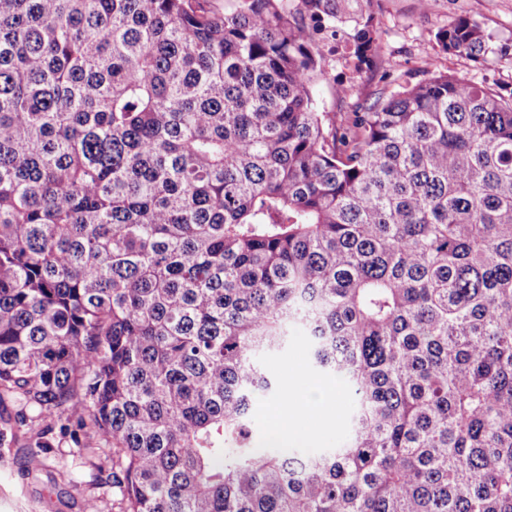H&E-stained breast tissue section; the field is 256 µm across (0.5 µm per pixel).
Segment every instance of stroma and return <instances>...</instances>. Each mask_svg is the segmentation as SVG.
Listing matches in <instances>:
<instances>
[{"label":"stroma","instance_id":"stroma-1","mask_svg":"<svg viewBox=\"0 0 512 512\" xmlns=\"http://www.w3.org/2000/svg\"><path fill=\"white\" fill-rule=\"evenodd\" d=\"M368 10L379 43L376 67L356 68L345 46L352 26L325 33L319 44L322 71L312 85L317 111L350 113L373 102L379 93L401 91L435 72L463 75L512 97V0H371ZM462 16L484 30L492 49L485 59L448 54L439 47L437 32ZM269 367L278 391L253 407V426L261 435L287 408L289 381L337 384L334 377L311 371L309 348L299 337L290 340ZM111 467V459L103 455L74 459L64 444L36 454L20 445L0 450V512H85L91 500L96 501L97 512H122L119 498L102 495L98 486L101 472ZM77 483L82 486L78 493L73 490Z\"/></svg>","mask_w":512,"mask_h":512}]
</instances>
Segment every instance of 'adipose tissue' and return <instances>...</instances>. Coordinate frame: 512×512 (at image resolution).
Here are the masks:
<instances>
[{
  "mask_svg": "<svg viewBox=\"0 0 512 512\" xmlns=\"http://www.w3.org/2000/svg\"><path fill=\"white\" fill-rule=\"evenodd\" d=\"M334 395V389L313 385L292 390L289 394L286 414L278 416L275 422V431L281 443L291 446L300 441L307 445L311 444L312 433L295 432L294 425L311 414L318 415L326 421L335 420L336 413L332 406Z\"/></svg>",
  "mask_w": 512,
  "mask_h": 512,
  "instance_id": "1",
  "label": "adipose tissue"
}]
</instances>
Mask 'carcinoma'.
Listing matches in <instances>:
<instances>
[{
    "mask_svg": "<svg viewBox=\"0 0 512 512\" xmlns=\"http://www.w3.org/2000/svg\"><path fill=\"white\" fill-rule=\"evenodd\" d=\"M345 2L0 0V448L109 449L123 512H512V100L317 111ZM295 329L334 448L252 426Z\"/></svg>",
    "mask_w": 512,
    "mask_h": 512,
    "instance_id": "1",
    "label": "carcinoma"
}]
</instances>
